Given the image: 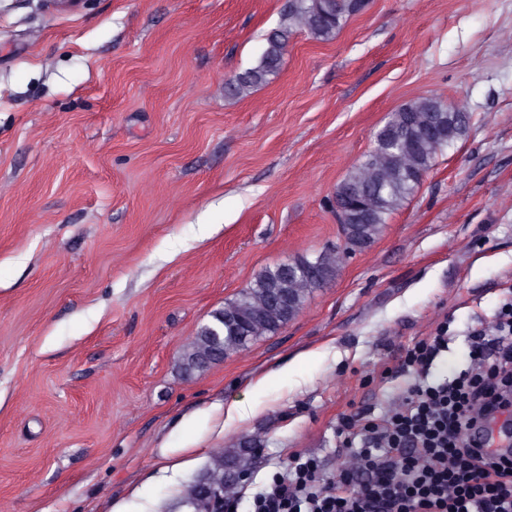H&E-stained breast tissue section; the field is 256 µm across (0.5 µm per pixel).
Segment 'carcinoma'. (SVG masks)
<instances>
[{
	"instance_id": "obj_1",
	"label": "carcinoma",
	"mask_w": 512,
	"mask_h": 512,
	"mask_svg": "<svg viewBox=\"0 0 512 512\" xmlns=\"http://www.w3.org/2000/svg\"><path fill=\"white\" fill-rule=\"evenodd\" d=\"M364 7L365 0H290L288 25L267 35V46L258 65L237 76L229 84V91L243 95L269 83L277 75L288 40L294 33L304 31L316 40L330 41ZM410 113L415 116L417 131L435 116L443 117L445 125L436 134H417L396 143L386 134L385 127L377 130V149L369 151L336 187V194L349 200L376 196V206L367 220L342 225L343 249L326 252L313 261L303 257L263 268L235 299L215 311L212 320L200 326L184 346L179 359L184 374L203 375L257 338L277 333L287 324L286 316L296 317L319 284L299 273H288V267L314 265L322 273L323 281L331 280L344 255L362 251L375 242L388 218L419 188L437 155L468 126V122L450 114L448 107L433 97L419 98L407 103L405 108H397L389 114L386 124L399 126ZM256 448L255 441L242 439L233 447L215 453L204 473L183 491L182 506L189 512H207L212 494L229 495L236 488L231 474L250 472Z\"/></svg>"
}]
</instances>
